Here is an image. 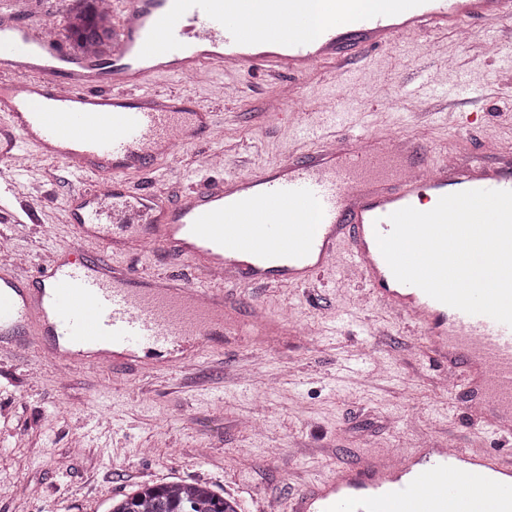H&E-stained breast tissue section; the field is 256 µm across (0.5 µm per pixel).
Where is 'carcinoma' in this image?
<instances>
[{
	"label": "carcinoma",
	"mask_w": 512,
	"mask_h": 512,
	"mask_svg": "<svg viewBox=\"0 0 512 512\" xmlns=\"http://www.w3.org/2000/svg\"><path fill=\"white\" fill-rule=\"evenodd\" d=\"M83 9L67 7L68 30L75 53L107 55L112 44V18L101 0H76ZM109 512H238L234 500L217 495L209 485L172 482L139 487L110 506Z\"/></svg>",
	"instance_id": "cac0c4a2"
}]
</instances>
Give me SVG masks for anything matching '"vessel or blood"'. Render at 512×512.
<instances>
[{"label":"vessel or blood","mask_w":512,"mask_h":512,"mask_svg":"<svg viewBox=\"0 0 512 512\" xmlns=\"http://www.w3.org/2000/svg\"><path fill=\"white\" fill-rule=\"evenodd\" d=\"M112 55H72L45 20L0 8V223L36 222L15 163L27 154L63 165L83 187L65 206L77 243L35 272L0 264V358L50 355L57 364L116 368L271 318L234 315L232 292L306 287L345 265L368 295L418 328L431 357L462 389L478 425L512 438V326L471 315L397 281L376 237L393 212L467 190H512V157L487 164L428 157L406 134L328 135L271 168L206 180L170 196L133 189L130 173L170 164L178 146L211 138L223 113L188 90L151 89L160 75L218 69L288 76L270 111L286 117L301 78L406 34L449 31L512 44V0H327L320 42L308 40L305 0H123ZM315 223H307L308 209ZM149 251L185 276L142 275L105 250ZM288 512H512V459L482 448L403 450L304 486Z\"/></svg>","instance_id":"vessel-or-blood-1"}]
</instances>
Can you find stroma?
Instances as JSON below:
<instances>
[{"label":"stroma","mask_w":512,"mask_h":512,"mask_svg":"<svg viewBox=\"0 0 512 512\" xmlns=\"http://www.w3.org/2000/svg\"><path fill=\"white\" fill-rule=\"evenodd\" d=\"M278 82L242 70L193 85L224 126L182 147L180 166L160 169L147 188L196 185L201 161L215 178L279 164L311 148L301 125L329 107L327 133L402 130L432 155L477 152L490 164L512 151V47L494 54L479 36L463 47L448 33L408 35L344 75L318 70L303 82L299 121L266 114ZM15 179L39 202L40 221L0 231L9 260L30 268L75 239L63 207L80 185L32 159ZM254 305L293 334L263 349L228 336L152 370L74 366L63 381L47 359L0 361V512H107L113 498L166 481L208 484L239 512H286L306 483L369 456L429 440L498 447L439 387L419 336L359 284L328 274L314 288L253 291L242 306Z\"/></svg>","instance_id":"1"}]
</instances>
